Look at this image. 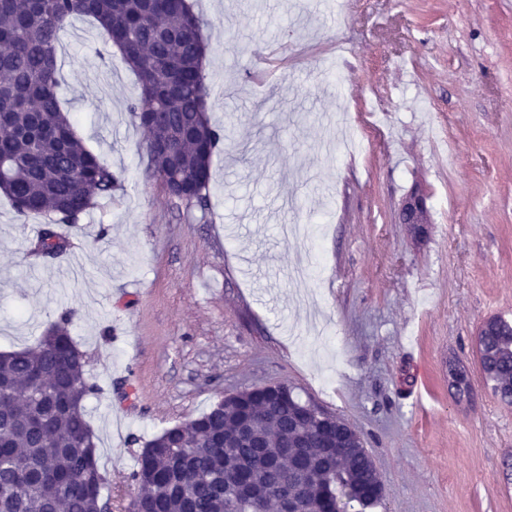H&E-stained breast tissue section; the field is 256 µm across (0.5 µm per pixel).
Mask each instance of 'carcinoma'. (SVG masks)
<instances>
[{"label": "carcinoma", "instance_id": "carcinoma-1", "mask_svg": "<svg viewBox=\"0 0 512 512\" xmlns=\"http://www.w3.org/2000/svg\"><path fill=\"white\" fill-rule=\"evenodd\" d=\"M91 17L107 49L117 48L140 81L127 106L145 141L163 135L145 112H170L186 135L176 142L183 180L166 186L168 160L148 153L149 175L176 207L209 210L211 157L220 141L208 119L202 22L188 0H0V192L21 216L51 213L36 253L59 257L61 224H76L120 177L76 135L63 109L57 51L70 19ZM71 313L36 347L0 353V512H101L106 482L96 458L85 401L97 391L90 360L70 335ZM483 364L512 380V327L489 337ZM57 373L39 398L33 367ZM341 444L303 417L302 398L262 386L224 396L185 424L144 443L128 512H231L240 474L266 487L271 463L288 454V487L300 512H351L375 506V463L361 436L345 425Z\"/></svg>", "mask_w": 512, "mask_h": 512}]
</instances>
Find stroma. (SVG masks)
Here are the masks:
<instances>
[{
	"label": "stroma",
	"mask_w": 512,
	"mask_h": 512,
	"mask_svg": "<svg viewBox=\"0 0 512 512\" xmlns=\"http://www.w3.org/2000/svg\"><path fill=\"white\" fill-rule=\"evenodd\" d=\"M191 2L225 133L208 214L150 178L138 79L72 19L58 95L121 187L54 260L29 252L47 216L0 194V351L71 312L112 512L143 441L273 384L361 436L384 484L372 512H512V405L476 347L486 318L512 319V0ZM414 193L421 234L399 221Z\"/></svg>",
	"instance_id": "stroma-1"
}]
</instances>
